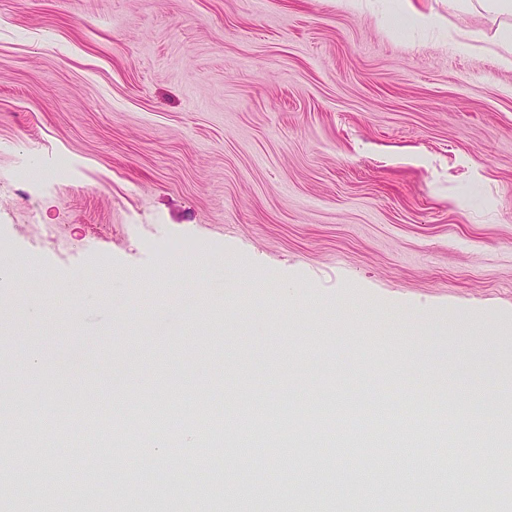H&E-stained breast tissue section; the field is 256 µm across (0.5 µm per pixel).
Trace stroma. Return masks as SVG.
Instances as JSON below:
<instances>
[{
    "mask_svg": "<svg viewBox=\"0 0 512 512\" xmlns=\"http://www.w3.org/2000/svg\"><path fill=\"white\" fill-rule=\"evenodd\" d=\"M413 5L438 26L393 0H0V246L44 309L0 338V362L20 337L38 360L0 377L39 412L0 441L26 512L44 487L66 512H216L224 468L144 496L126 460L184 468L222 441L274 471L299 438L322 512L481 471L447 402L412 411L405 339L428 322L468 347L466 397L512 374V68L499 18ZM199 415L214 439L186 447ZM103 419L124 439L89 472L81 427ZM410 446L445 467L411 471Z\"/></svg>",
    "mask_w": 512,
    "mask_h": 512,
    "instance_id": "stroma-1",
    "label": "stroma"
}]
</instances>
